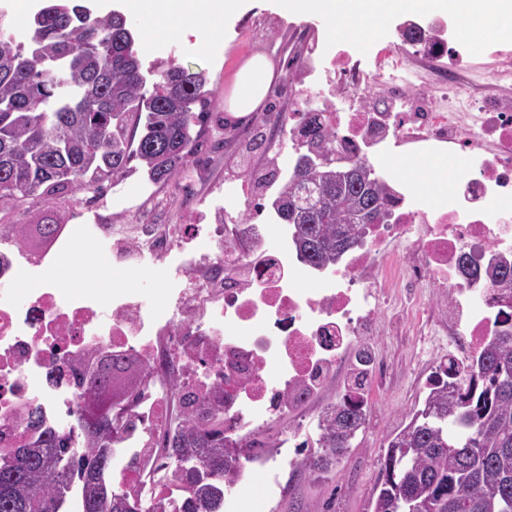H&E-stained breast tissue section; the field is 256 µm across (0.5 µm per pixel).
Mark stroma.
Here are the masks:
<instances>
[{"mask_svg":"<svg viewBox=\"0 0 512 512\" xmlns=\"http://www.w3.org/2000/svg\"><path fill=\"white\" fill-rule=\"evenodd\" d=\"M330 26V19L324 17L284 18L272 0H246L241 14L220 21L211 31L186 25L159 37L155 50L147 52V60H172L195 71L206 70L210 77L209 121L183 172L163 184L150 183L136 172L97 200L79 191L54 204L30 200L18 209L2 207L0 225L50 222L66 229L74 224L106 229L116 224L214 223L215 202L223 198L227 182L248 181L254 168L267 173L284 172L289 166L287 133L264 128L261 131L277 143V150L251 151L247 145L259 131L255 123L226 122L224 98L237 67L254 52H265L275 64L277 77L262 112L306 111L302 92L308 81L299 75L294 84H287L288 65L311 45L324 42ZM434 294V289L426 290L420 319L398 304L383 306L374 342L388 374L382 382L369 384L372 404L365 429L340 466L318 474L284 467L276 478L255 469L239 489L243 501H264L263 512H372L385 436L411 409L422 405L436 350L447 342L446 337L433 333L435 323L444 318Z\"/></svg>","mask_w":512,"mask_h":512,"instance_id":"1","label":"stroma"}]
</instances>
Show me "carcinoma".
<instances>
[{
    "label": "carcinoma",
    "mask_w": 512,
    "mask_h": 512,
    "mask_svg": "<svg viewBox=\"0 0 512 512\" xmlns=\"http://www.w3.org/2000/svg\"><path fill=\"white\" fill-rule=\"evenodd\" d=\"M29 37H0V206L46 202L142 171L165 183L199 145L207 113L205 72L146 65L136 27L114 11L95 16L73 0H42ZM142 134H137V130ZM290 175L272 197V217L288 225L299 260L335 265L388 216L389 185L364 161L304 167L330 157L335 130L310 112L296 140ZM137 165H132V162ZM488 280L512 289V258L499 254ZM427 388L422 407L386 437L374 512H512V332L498 330L478 355ZM199 410L163 436L162 453L187 489L184 512H217L240 468L248 436L224 440V422ZM365 411L343 398L320 416L310 470L329 471L353 447ZM112 408L83 406V445L51 430L0 464V512H161L112 491Z\"/></svg>",
    "instance_id": "obj_1"
}]
</instances>
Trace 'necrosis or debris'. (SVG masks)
Instances as JSON below:
<instances>
[{
    "label": "necrosis or debris",
    "instance_id": "necrosis-or-debris-1",
    "mask_svg": "<svg viewBox=\"0 0 512 512\" xmlns=\"http://www.w3.org/2000/svg\"><path fill=\"white\" fill-rule=\"evenodd\" d=\"M450 37L421 50L387 44L358 54L306 56L300 69L333 78L335 98L308 94L312 111L336 119V154L392 173L421 154L448 157V201L436 207L421 193L393 191L387 223L370 225L343 268L307 275L280 224H117L126 253L98 269L100 286L60 272L63 257L105 254L60 236L53 251L30 253L21 227L0 228V457L39 439L43 430L81 437L76 373L90 356L129 352L144 374L128 405L114 409L112 480L162 512H182L185 489L162 456L161 438L183 413L185 398L217 408L226 439L296 416L332 381L370 406L368 393L339 377L368 348L383 303L420 307L438 289L448 311L442 333L458 366L495 331L512 327V289L469 287L458 271L462 253L486 266L493 252L512 251V50L493 48V81L480 71L439 68ZM439 102L423 108L425 90ZM384 88L382 104L364 99ZM196 247L141 300L143 267ZM36 289L17 295L15 285ZM39 406L43 427L28 425Z\"/></svg>",
    "mask_w": 512,
    "mask_h": 512
}]
</instances>
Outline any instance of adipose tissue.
Here are the masks:
<instances>
[{
	"instance_id": "obj_1",
	"label": "adipose tissue",
	"mask_w": 512,
	"mask_h": 512,
	"mask_svg": "<svg viewBox=\"0 0 512 512\" xmlns=\"http://www.w3.org/2000/svg\"><path fill=\"white\" fill-rule=\"evenodd\" d=\"M245 0H125L128 10L150 20L148 39L179 29L185 22L207 27L214 18L241 13ZM284 17L320 16L333 20L344 40L357 39L366 28L381 26L395 14L432 12L459 15L468 21L467 36L479 47L488 31L512 35V0H274ZM275 77L272 62L255 53L237 69L224 100V110L235 119L255 112Z\"/></svg>"
}]
</instances>
